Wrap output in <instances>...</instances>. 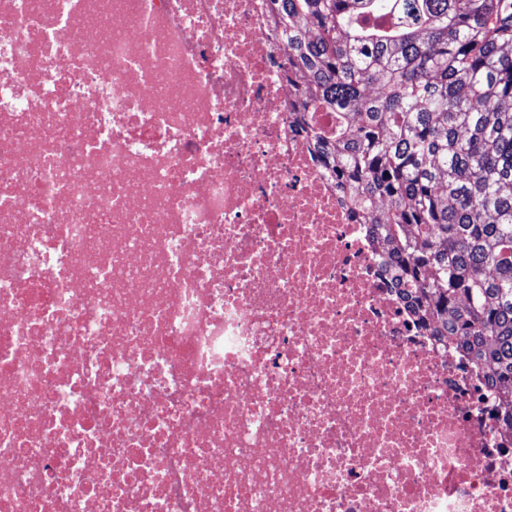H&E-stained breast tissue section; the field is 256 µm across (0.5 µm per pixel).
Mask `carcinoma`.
<instances>
[{
  "label": "carcinoma",
  "instance_id": "1",
  "mask_svg": "<svg viewBox=\"0 0 512 512\" xmlns=\"http://www.w3.org/2000/svg\"><path fill=\"white\" fill-rule=\"evenodd\" d=\"M349 201L420 324L465 336L512 427V0H269Z\"/></svg>",
  "mask_w": 512,
  "mask_h": 512
}]
</instances>
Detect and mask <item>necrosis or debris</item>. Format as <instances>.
Masks as SVG:
<instances>
[{"mask_svg": "<svg viewBox=\"0 0 512 512\" xmlns=\"http://www.w3.org/2000/svg\"><path fill=\"white\" fill-rule=\"evenodd\" d=\"M266 0H0V512H512Z\"/></svg>", "mask_w": 512, "mask_h": 512, "instance_id": "4bbe7bcc", "label": "necrosis or debris"}]
</instances>
